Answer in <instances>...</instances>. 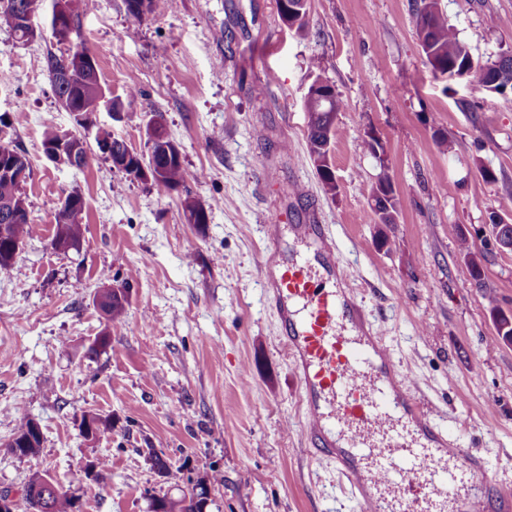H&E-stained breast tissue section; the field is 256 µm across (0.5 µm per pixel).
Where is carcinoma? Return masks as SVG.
Wrapping results in <instances>:
<instances>
[{"mask_svg":"<svg viewBox=\"0 0 512 512\" xmlns=\"http://www.w3.org/2000/svg\"><path fill=\"white\" fill-rule=\"evenodd\" d=\"M423 7L417 10V32L422 52L435 74L452 79L453 74H461L465 70L477 71L481 79L494 81L500 77L512 81V57L502 60L500 65L489 60L485 63L474 61L467 45L458 37L455 27L448 23L438 9V0H421ZM127 13L136 18L143 19L160 13L164 7V0H124ZM41 0H0V28L11 32L15 39L26 42L35 37L34 30L20 23V14L33 7L40 9ZM71 49L56 55L48 54L46 69L48 71L52 91L58 101H66L72 111L79 113L86 122H93L96 112L107 102H112L110 109L114 112L121 110L123 101L116 97L105 100L104 89L100 83L95 60H76L70 56ZM305 107L308 112V141L309 153L306 160L315 165L317 175L322 184L330 191L336 190V177L332 167L326 163L329 152L331 133L335 130V120L338 112L343 110L344 103L332 84L325 81L318 90L317 96L306 98ZM170 153L154 151L153 156L145 159L133 149L126 141L112 138L111 148L106 151L102 148L94 152L90 146L82 149V163L80 167L89 165L93 157L100 155L105 159L116 162L121 159L125 166L121 171L131 174L140 169L141 164L153 166L150 186L157 194L165 196L178 189L185 182L186 170L181 160L180 149L177 144L165 142ZM9 161L15 167V174L8 177L0 174V213L3 205L19 201L24 197L26 181L18 180L17 174L30 168L27 156L17 150L9 154ZM392 178L387 168L382 171L377 182L367 188L370 207L377 224H395L398 218L399 201L392 192ZM70 195L75 197L73 204L65 211L56 215V224L53 237L64 234L71 242L73 250L80 249L84 226V203L81 194L73 190ZM183 211L197 213V223L208 222V213L203 204L194 197L187 195L181 201ZM7 241L16 245H24L32 234V220L29 211H23L18 217L6 225ZM459 242L460 253L467 259L471 276L475 281L481 280V269L476 256L471 252L469 239L459 228L455 229ZM130 278H125L120 292H114L105 303H97L99 309L109 323L122 320L129 304ZM93 432V439L98 440L112 434L114 425L112 417L94 415L90 422L80 424ZM42 434L35 432L33 419L22 416L16 424V432L8 447L17 446L22 449V456L27 457L38 453L42 445ZM74 497L65 491L48 494L47 500L37 512H74ZM155 512H202L201 503L194 505L180 504V501L170 498H156L151 503Z\"/></svg>","mask_w":512,"mask_h":512,"instance_id":"cac0c4a2","label":"carcinoma"}]
</instances>
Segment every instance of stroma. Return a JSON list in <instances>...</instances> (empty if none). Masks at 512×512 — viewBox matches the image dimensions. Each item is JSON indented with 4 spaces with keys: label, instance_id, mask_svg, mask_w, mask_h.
I'll return each mask as SVG.
<instances>
[{
    "label": "stroma",
    "instance_id": "obj_1",
    "mask_svg": "<svg viewBox=\"0 0 512 512\" xmlns=\"http://www.w3.org/2000/svg\"><path fill=\"white\" fill-rule=\"evenodd\" d=\"M78 3L74 42L95 57L101 83L120 96L140 90L121 117L99 112L98 127L145 154V123L161 115L187 178L161 196L98 156L84 169L48 161L44 120L77 127L46 70L60 47L47 32L23 44L0 30V121L30 160L34 221L18 270L0 271V491L15 512H28L23 487L45 473L79 512H150L152 498L216 473L224 482L208 512H357L346 477L309 453L298 428L300 384L261 272L272 220L327 225L415 397L485 460L488 489L512 485V344L493 315H512V251L494 246L490 226L494 212L512 223V105L478 75H434L415 0H308L302 34L281 23L276 0H168L140 21L123 0ZM439 4L475 61L512 49V0ZM319 77L344 101L332 192L297 163L308 154L304 98ZM371 137L379 156L364 147ZM384 165L400 202L394 224L373 222L366 195ZM295 181L304 195L286 196ZM73 190L86 224L80 251L64 254L50 240ZM188 195L208 207L207 223L186 222ZM127 278L126 316L106 325L94 297ZM105 332L107 351L88 359ZM23 414L43 441L20 459L7 445ZM85 414L111 416L112 435L85 440ZM99 459L108 467L90 479Z\"/></svg>",
    "mask_w": 512,
    "mask_h": 512
}]
</instances>
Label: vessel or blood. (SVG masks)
I'll list each match as a JSON object with an SVG mask.
<instances>
[{
    "instance_id": "obj_1",
    "label": "vessel or blood",
    "mask_w": 512,
    "mask_h": 512,
    "mask_svg": "<svg viewBox=\"0 0 512 512\" xmlns=\"http://www.w3.org/2000/svg\"><path fill=\"white\" fill-rule=\"evenodd\" d=\"M294 233L312 257L274 252L263 269L305 396L301 432L337 458L361 512H481L457 489L482 460L415 399L355 302V272L338 262L325 225L299 224Z\"/></svg>"
}]
</instances>
